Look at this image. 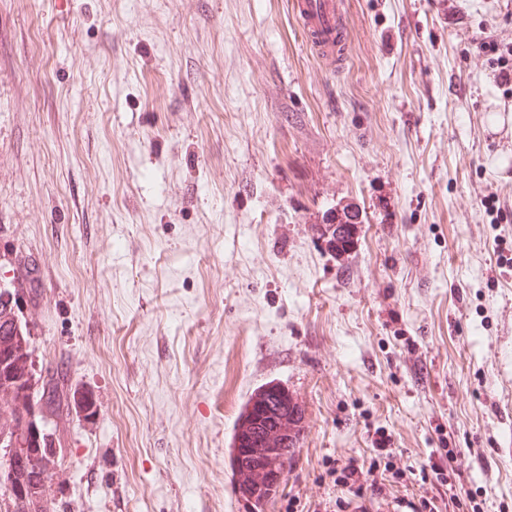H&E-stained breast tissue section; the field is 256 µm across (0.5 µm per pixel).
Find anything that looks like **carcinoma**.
Here are the masks:
<instances>
[{
	"label": "carcinoma",
	"instance_id": "obj_1",
	"mask_svg": "<svg viewBox=\"0 0 512 512\" xmlns=\"http://www.w3.org/2000/svg\"><path fill=\"white\" fill-rule=\"evenodd\" d=\"M17 301L14 294L0 290V436L9 439V447H0V458L13 455L15 464L0 463V488L10 484L15 497L0 499V512H55V504L44 495L47 482L54 475L55 461L49 447L35 439L28 427V416L34 407L41 416L55 423L58 385L44 369L40 375L33 368L30 331L18 325ZM284 390L268 388L266 405H256L244 419L268 422L285 404ZM295 457L289 448H274L266 453L265 463L282 475L288 472Z\"/></svg>",
	"mask_w": 512,
	"mask_h": 512
}]
</instances>
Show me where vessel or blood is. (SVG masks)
Masks as SVG:
<instances>
[{
	"mask_svg": "<svg viewBox=\"0 0 512 512\" xmlns=\"http://www.w3.org/2000/svg\"><path fill=\"white\" fill-rule=\"evenodd\" d=\"M293 11L309 49L331 73L343 70L350 53V21L343 9V0H292ZM339 257H346L354 249L359 226L353 208L339 209L334 218ZM308 429L306 403L296 393H289L287 410L281 413L274 429L268 432V446L287 445L293 437L302 436ZM238 488L257 490L265 486L262 469L238 466L234 469Z\"/></svg>",
	"mask_w": 512,
	"mask_h": 512,
	"instance_id": "1",
	"label": "vessel or blood"
}]
</instances>
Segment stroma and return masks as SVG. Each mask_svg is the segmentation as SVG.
Segmentation results:
<instances>
[{"label": "stroma", "mask_w": 512, "mask_h": 512, "mask_svg": "<svg viewBox=\"0 0 512 512\" xmlns=\"http://www.w3.org/2000/svg\"><path fill=\"white\" fill-rule=\"evenodd\" d=\"M343 2L333 74L291 0H0V280L37 278L58 512H253L229 443L271 383L311 426L265 512L333 508L326 462L380 434L512 512V218L481 206L512 94L474 45L512 0ZM353 206L336 211L333 223L336 228V241L339 246L338 255L343 258L354 249L359 233V224L354 219Z\"/></svg>", "instance_id": "35a3bbf8"}]
</instances>
